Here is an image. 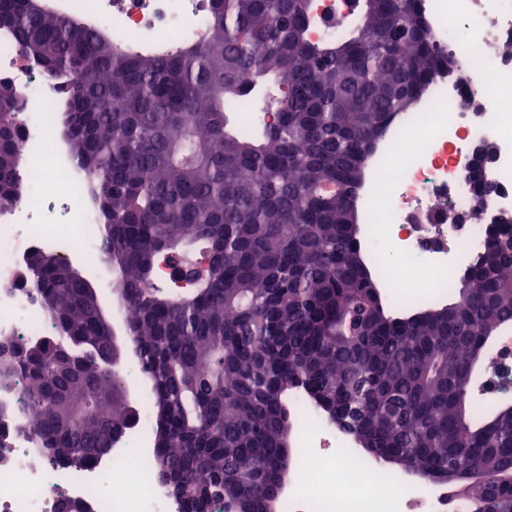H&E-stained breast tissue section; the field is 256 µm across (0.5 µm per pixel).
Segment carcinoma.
<instances>
[{
  "label": "carcinoma",
  "mask_w": 512,
  "mask_h": 512,
  "mask_svg": "<svg viewBox=\"0 0 512 512\" xmlns=\"http://www.w3.org/2000/svg\"><path fill=\"white\" fill-rule=\"evenodd\" d=\"M354 2L359 25L329 40L310 36L312 0H208L199 40L139 51L0 0V27L72 86L62 135L139 346L153 474L180 479L188 512L217 497L278 508L282 470L297 469L295 392L387 472L454 485L475 470L469 512H512V414L479 412L470 394L475 353L512 325V223L489 227L448 303L405 315L381 295L362 250L363 184L378 144L455 60L421 0ZM240 99L275 122L240 131ZM16 108L0 83V202L20 196ZM199 253L209 267L177 288ZM27 278L54 333L0 345V385L25 376L33 416L16 430L81 470L128 427L126 387L103 362L128 348L111 345L96 291L56 254H34Z\"/></svg>",
  "instance_id": "obj_1"
}]
</instances>
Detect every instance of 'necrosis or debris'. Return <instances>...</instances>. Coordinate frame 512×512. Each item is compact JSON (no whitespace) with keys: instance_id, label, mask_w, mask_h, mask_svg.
Here are the masks:
<instances>
[{"instance_id":"1","label":"necrosis or debris","mask_w":512,"mask_h":512,"mask_svg":"<svg viewBox=\"0 0 512 512\" xmlns=\"http://www.w3.org/2000/svg\"><path fill=\"white\" fill-rule=\"evenodd\" d=\"M62 9L84 15L114 43L137 48L197 40L209 19L205 0H65ZM423 9L438 47L457 66L436 78L422 110L406 115L379 145L364 239L390 300L420 278L437 303L480 251L489 216L512 214V0H424ZM0 81L19 96L16 176L26 187L20 199L0 204V343L31 344L52 335L53 320L20 270L38 250L96 267L99 217L57 131L65 85L27 59L6 27ZM486 141L496 145V190L481 205L465 175ZM479 209L485 217L473 221ZM125 373L138 419L115 438L111 453L75 471L51 462L37 437L14 433L0 450V512H57L64 499L92 512H184L152 473L151 396L135 364ZM294 403L304 419L297 434L303 455L283 512H368L370 502L395 495L403 512H462L446 485L376 479L373 461L347 436L302 397Z\"/></svg>"}]
</instances>
